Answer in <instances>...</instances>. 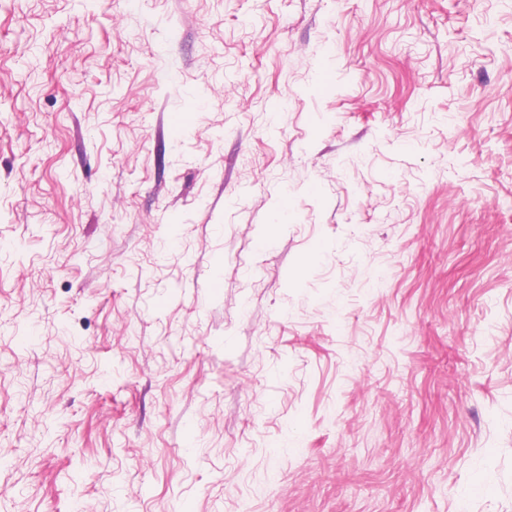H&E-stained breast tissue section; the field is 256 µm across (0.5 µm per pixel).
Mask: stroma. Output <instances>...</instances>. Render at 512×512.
Listing matches in <instances>:
<instances>
[{"mask_svg":"<svg viewBox=\"0 0 512 512\" xmlns=\"http://www.w3.org/2000/svg\"><path fill=\"white\" fill-rule=\"evenodd\" d=\"M0 512H512V0H0Z\"/></svg>","mask_w":512,"mask_h":512,"instance_id":"35a3bbf8","label":"stroma"}]
</instances>
